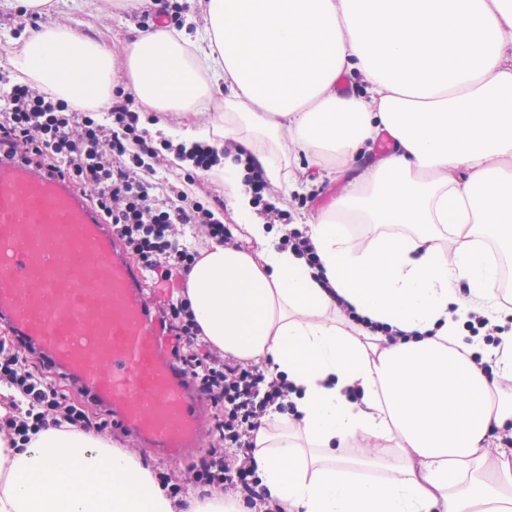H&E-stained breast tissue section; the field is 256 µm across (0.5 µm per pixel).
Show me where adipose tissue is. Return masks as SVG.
Here are the masks:
<instances>
[{"label": "adipose tissue", "instance_id": "ef3b65f1", "mask_svg": "<svg viewBox=\"0 0 512 512\" xmlns=\"http://www.w3.org/2000/svg\"><path fill=\"white\" fill-rule=\"evenodd\" d=\"M205 9V30L126 41L119 80L111 45L64 26L33 32L10 62L79 106L131 92L162 117L150 135L233 143L284 193L311 168L349 178L309 222L314 270L257 213L243 164L223 157L202 174L223 187L246 244L211 243L185 275L201 337L271 361L294 389L281 434L266 422L255 432L266 497L280 512H512V461L489 467L484 451L490 431L512 427V308L482 247L512 253V0ZM345 74L364 91L340 94ZM476 315L494 341L469 333ZM360 442L374 459L345 456ZM0 512L245 508L212 491L171 498L139 457L65 425L23 448L0 433Z\"/></svg>", "mask_w": 512, "mask_h": 512}]
</instances>
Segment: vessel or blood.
<instances>
[{
    "label": "vessel or blood",
    "mask_w": 512,
    "mask_h": 512,
    "mask_svg": "<svg viewBox=\"0 0 512 512\" xmlns=\"http://www.w3.org/2000/svg\"><path fill=\"white\" fill-rule=\"evenodd\" d=\"M145 275L63 172L0 152V324L164 457L200 438L199 391L163 343Z\"/></svg>",
    "instance_id": "b4317fda"
}]
</instances>
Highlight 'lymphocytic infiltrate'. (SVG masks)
Masks as SVG:
<instances>
[{
  "mask_svg": "<svg viewBox=\"0 0 512 512\" xmlns=\"http://www.w3.org/2000/svg\"><path fill=\"white\" fill-rule=\"evenodd\" d=\"M0 145L39 157L50 168L64 166L73 182L94 186L97 208L145 271L160 270L169 277L196 262L199 253L181 242L179 226L204 224L210 238L228 240L211 204L189 197L186 191L194 182V171L217 162V149L195 145L188 154L194 170L184 174L183 186L173 187L168 199L157 198L152 183L139 171L145 157H157L159 150L170 151L174 145L168 140L163 148L154 146L140 126L131 97L113 101L102 121L96 112L69 106L30 79L0 70ZM165 315L180 342L177 358L210 393L217 409L214 429L221 445L196 472V482L231 491L249 512H273L255 478L253 439L262 418L287 409L290 383L269 377L259 366L192 350L190 344L200 328L185 302L169 304ZM0 382L17 390L25 402L16 413L0 419V430L21 442L49 425L105 429L82 406L28 371L19 350L0 347Z\"/></svg>",
  "mask_w": 512,
  "mask_h": 512,
  "instance_id": "lymphocytic-infiltrate-1",
  "label": "lymphocytic infiltrate"
}]
</instances>
